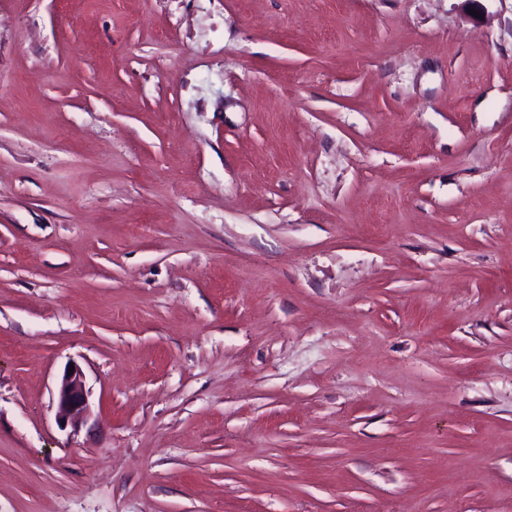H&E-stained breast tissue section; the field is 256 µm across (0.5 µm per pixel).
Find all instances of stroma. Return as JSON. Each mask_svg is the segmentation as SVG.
I'll use <instances>...</instances> for the list:
<instances>
[{
    "mask_svg": "<svg viewBox=\"0 0 512 512\" xmlns=\"http://www.w3.org/2000/svg\"><path fill=\"white\" fill-rule=\"evenodd\" d=\"M0 512H512V0H0ZM69 367H74L73 373H68ZM54 401L60 425L65 422V426L61 427L70 425L76 428L86 420L89 413L88 393L84 373L78 365L70 364L65 368L54 393Z\"/></svg>",
    "mask_w": 512,
    "mask_h": 512,
    "instance_id": "1",
    "label": "stroma"
}]
</instances>
